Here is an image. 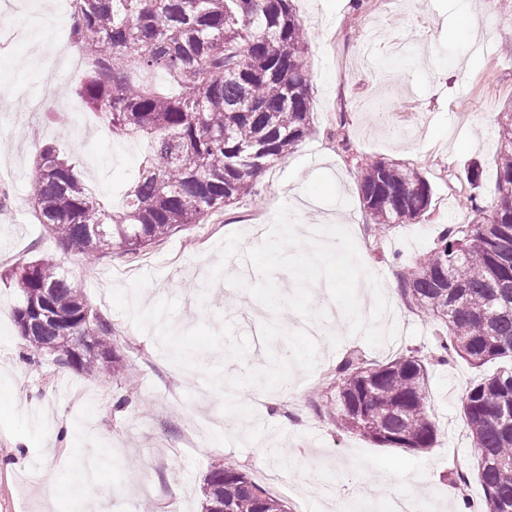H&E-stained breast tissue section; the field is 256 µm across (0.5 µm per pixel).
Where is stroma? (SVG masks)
I'll return each mask as SVG.
<instances>
[{"mask_svg":"<svg viewBox=\"0 0 512 512\" xmlns=\"http://www.w3.org/2000/svg\"><path fill=\"white\" fill-rule=\"evenodd\" d=\"M308 42L309 135L274 165L256 192L226 208L221 224H190L138 254L114 249L94 264L64 251L36 221L30 180L13 171L31 168L40 142L54 143L82 179L97 177L98 196L117 201L136 175L140 154L103 128L59 136L45 113L25 122L28 97L39 84L71 94L76 75L60 66L53 43L68 41L70 29L34 28L33 43L0 57V101L16 135L0 136V181H9L12 202L0 208V512H84L97 502L102 512H202L204 478L215 463L237 468L251 479L260 471L281 476L267 486L288 512H336L339 499L365 500L369 512H387L391 498L422 495L426 512H483L477 459L463 420L462 400L479 373L458 360L433 362L438 323L400 305L397 338L369 346L350 334L331 296L313 294L319 321L318 363L312 373L295 370L284 386L266 391L252 419L229 418L223 433L205 435L179 457L170 449L200 428L205 416L220 415L221 398L193 399L189 374L167 358L152 333L140 331L112 303V288L128 287L148 273L145 306L174 299L177 330L233 322L237 334L254 337L260 304L226 281L208 283L229 234L244 233V247L259 245L248 216L261 212L271 228L280 191L314 199V211L339 217L356 243L363 264L382 283L399 278L405 266L430 251L442 226L466 222L472 205H494V133L499 112L512 104V8L484 0L476 14L477 37L459 39L457 24L469 0H293ZM424 112L422 126L409 123L410 110ZM385 160L415 169L433 192L428 217L400 224L369 247V222L359 199L361 162ZM481 170L479 181L470 178ZM50 255L81 285L93 308L112 321V336L124 360L118 374L60 371L50 353L32 354L20 336L13 310L20 292L7 276L28 260ZM382 363L411 352L428 359V390L438 429L423 452L380 447L337 429L336 367L350 353ZM467 473L455 487L458 473ZM457 500H449V491Z\"/></svg>","mask_w":512,"mask_h":512,"instance_id":"stroma-1","label":"stroma"}]
</instances>
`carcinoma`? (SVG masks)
Listing matches in <instances>:
<instances>
[{"label": "carcinoma", "mask_w": 512, "mask_h": 512, "mask_svg": "<svg viewBox=\"0 0 512 512\" xmlns=\"http://www.w3.org/2000/svg\"><path fill=\"white\" fill-rule=\"evenodd\" d=\"M77 3L72 34L95 66L73 92L105 112L120 137L148 138L149 150L116 211L88 193L53 145H38L32 209L68 250L96 262L114 247L135 254L181 225L204 224L250 193L309 134L307 47L291 0ZM155 72L172 79L178 94H155L133 78ZM499 138L495 206L487 214L476 205L467 222L444 227L399 288L412 310L444 323L438 363L505 362L466 390L463 415L488 512H512V111ZM362 170L361 201L373 224H414L427 213L431 186L417 171L382 160ZM11 277L21 292L14 323L30 348L68 353L62 369L118 371L112 320L86 318L85 295L54 259L27 261ZM43 288L49 315L35 325L32 306ZM427 373L415 355L382 364L346 358L336 367V426L379 446L433 447ZM203 496L202 512H286L230 466L209 472Z\"/></svg>", "instance_id": "carcinoma-1"}]
</instances>
